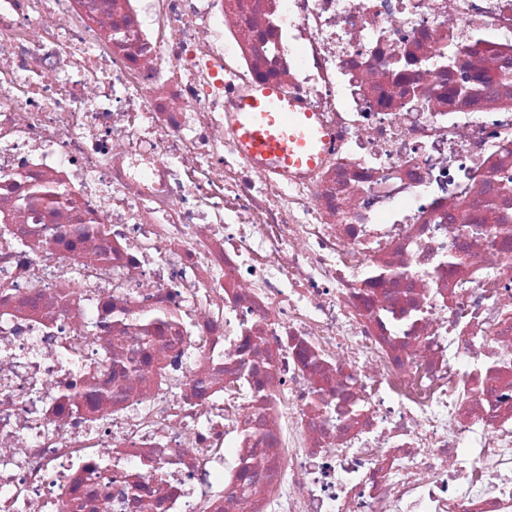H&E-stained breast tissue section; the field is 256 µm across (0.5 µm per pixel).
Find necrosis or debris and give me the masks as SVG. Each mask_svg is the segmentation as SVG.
Returning <instances> with one entry per match:
<instances>
[{
  "instance_id": "1",
  "label": "necrosis or debris",
  "mask_w": 512,
  "mask_h": 512,
  "mask_svg": "<svg viewBox=\"0 0 512 512\" xmlns=\"http://www.w3.org/2000/svg\"><path fill=\"white\" fill-rule=\"evenodd\" d=\"M0 512H512V0H0ZM288 98L270 86H259L241 100L235 132L248 155L262 169L312 166L324 140L312 112L295 114Z\"/></svg>"
}]
</instances>
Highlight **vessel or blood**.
Listing matches in <instances>:
<instances>
[{
	"mask_svg": "<svg viewBox=\"0 0 512 512\" xmlns=\"http://www.w3.org/2000/svg\"><path fill=\"white\" fill-rule=\"evenodd\" d=\"M235 132L248 155L264 169L313 165L321 137L313 113L296 115L277 89L259 86L244 97L235 119Z\"/></svg>",
	"mask_w": 512,
	"mask_h": 512,
	"instance_id": "vessel-or-blood-1",
	"label": "vessel or blood"
}]
</instances>
